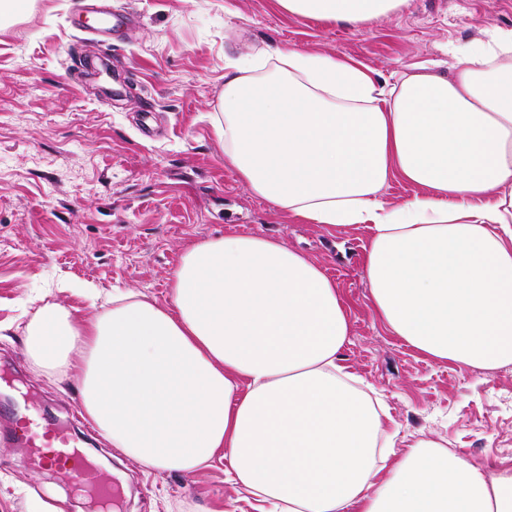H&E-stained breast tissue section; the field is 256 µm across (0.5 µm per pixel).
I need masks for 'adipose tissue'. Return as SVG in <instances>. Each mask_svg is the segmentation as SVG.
<instances>
[{
  "mask_svg": "<svg viewBox=\"0 0 512 512\" xmlns=\"http://www.w3.org/2000/svg\"><path fill=\"white\" fill-rule=\"evenodd\" d=\"M363 28L407 0H278ZM387 80L298 48L224 60V157L251 192L329 229L364 226L382 324L435 361L512 364V29ZM418 192L392 206L389 179ZM349 308L321 264L263 235L187 247L169 302L132 292L78 321L44 304L40 372L75 377L99 435L149 470L224 454L258 512H512L488 473L434 442L389 459L387 413L339 363Z\"/></svg>",
  "mask_w": 512,
  "mask_h": 512,
  "instance_id": "1",
  "label": "adipose tissue"
}]
</instances>
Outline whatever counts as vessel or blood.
Wrapping results in <instances>:
<instances>
[{"label":"vessel or blood","instance_id":"vessel-or-blood-1","mask_svg":"<svg viewBox=\"0 0 512 512\" xmlns=\"http://www.w3.org/2000/svg\"><path fill=\"white\" fill-rule=\"evenodd\" d=\"M0 437L29 448L36 467L76 478L85 468L70 430L39 415H20L15 422H0Z\"/></svg>","mask_w":512,"mask_h":512}]
</instances>
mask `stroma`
I'll list each match as a JSON object with an SVG mask.
<instances>
[{
  "mask_svg": "<svg viewBox=\"0 0 512 512\" xmlns=\"http://www.w3.org/2000/svg\"><path fill=\"white\" fill-rule=\"evenodd\" d=\"M97 30L85 0H29L0 21V413L20 408L76 431L114 482L116 512H255L226 459L191 475L151 472L87 423L72 381L36 372L23 332L50 302L91 316L113 289L167 304L185 248L264 234L319 262L351 312L346 370L386 405L396 453L434 441L481 468L512 465V365L434 361L375 315L362 268L367 233L329 231L256 198L224 158V59L298 47L362 62L383 78L443 59V46L512 29V0H408L370 28L322 24L277 0H112ZM112 75L92 77L100 58ZM38 495L86 512L66 477L0 441V512Z\"/></svg>",
  "mask_w": 512,
  "mask_h": 512,
  "instance_id": "1",
  "label": "stroma"
}]
</instances>
